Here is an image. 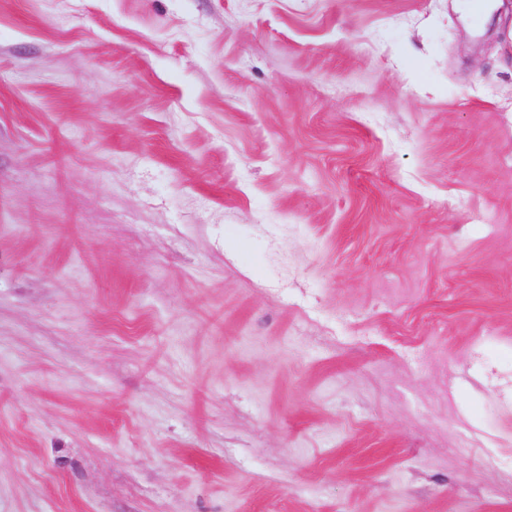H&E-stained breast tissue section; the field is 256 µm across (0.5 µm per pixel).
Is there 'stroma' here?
Instances as JSON below:
<instances>
[{
	"label": "stroma",
	"instance_id": "35a3bbf8",
	"mask_svg": "<svg viewBox=\"0 0 512 512\" xmlns=\"http://www.w3.org/2000/svg\"><path fill=\"white\" fill-rule=\"evenodd\" d=\"M0 0V512H512V0Z\"/></svg>",
	"mask_w": 512,
	"mask_h": 512
}]
</instances>
